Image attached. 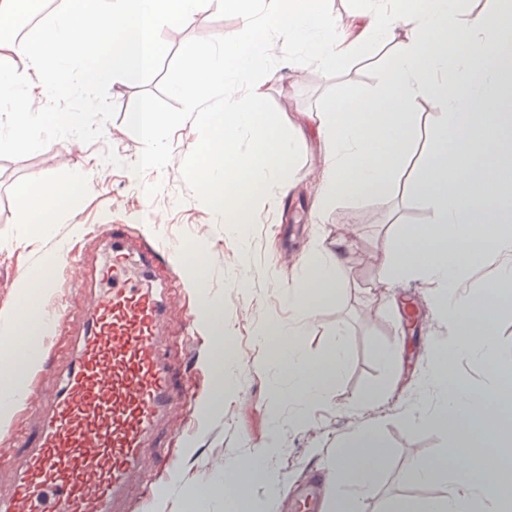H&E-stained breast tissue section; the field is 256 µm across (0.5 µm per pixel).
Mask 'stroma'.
<instances>
[{
	"mask_svg": "<svg viewBox=\"0 0 512 512\" xmlns=\"http://www.w3.org/2000/svg\"><path fill=\"white\" fill-rule=\"evenodd\" d=\"M241 18L220 0L195 14L176 32L162 30L169 53L162 71L146 86L126 80L111 83L109 95L116 106L104 136L78 143L68 151L67 140L20 159H0V315L8 314L37 268L46 261L62 267L65 259H87L98 244L99 226L123 224L135 234L196 248L208 265L204 280L210 302L224 309L225 353L233 365L225 372L231 391L223 411L207 412L193 432L175 418L164 420L154 445L147 452L160 461L177 457L174 479L178 494L161 512H185L194 487L225 462L261 448L272 430L270 406L288 380L272 361L258 334L273 323L302 329L306 352L322 359L336 338H343L347 365L313 410L307 429L282 424L280 435L286 455L272 458L279 473L280 494H295L321 466L325 479V512H336L338 498L350 489L336 476L333 458L355 430L380 433L390 453V466L364 495L361 512H386L394 502L451 492L456 482L422 485L414 481L418 465L436 459L445 439L430 427H412L406 413L434 400V391L421 385L430 368L433 343H447L449 326L435 313L433 286L413 278L389 286L379 273L401 230L435 221L432 204L413 189L434 144L430 129L441 114L426 98L415 101L414 146L395 176L391 191L327 198L321 177L334 160L331 143L319 137L316 111L342 88L369 94L384 81L394 49L385 43L340 55L332 69L311 63L296 47L287 28L271 30L268 64L256 71L244 98H256L260 111L276 113L281 130L303 131L294 158L291 188L270 187L264 204L252 213L250 224L237 231L225 226L204 194L197 176L194 144L209 133L210 113L224 107V92L206 90L194 105H186L171 88V80L187 59L205 44L223 37L245 36ZM148 110L165 121L159 133L165 159L148 165L151 144L131 121L132 113ZM84 181L71 182L74 171ZM53 180L67 187L57 206L48 235L27 236L16 222V193L21 186ZM161 225H154V215ZM311 249L347 256L336 276V286L307 312L289 306V290L307 278L302 261ZM180 305L172 312L169 339L176 373H183L186 347L198 348L193 368L204 384L200 399L214 391L208 361L210 328L185 336L187 313L197 312L195 274L183 258H175ZM398 350V368L387 373L380 361L383 350Z\"/></svg>",
	"mask_w": 512,
	"mask_h": 512,
	"instance_id": "obj_1",
	"label": "stroma"
}]
</instances>
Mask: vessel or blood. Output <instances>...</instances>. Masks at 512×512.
<instances>
[{"mask_svg":"<svg viewBox=\"0 0 512 512\" xmlns=\"http://www.w3.org/2000/svg\"><path fill=\"white\" fill-rule=\"evenodd\" d=\"M106 262L68 264L71 283L86 288V321L72 340V359L57 371L54 341L62 314L44 318L36 341L44 361L36 378L57 377L50 390L29 389L17 409L41 402L33 438L11 430L19 468L0 489V512H117L135 477L154 465L144 448L159 423L173 414L195 420L191 378L175 384L166 356V320L175 300L161 276L173 250L149 241L132 244L126 229L103 227L98 235ZM321 478L291 499L290 512H319Z\"/></svg>","mask_w":512,"mask_h":512,"instance_id":"1","label":"vessel or blood"}]
</instances>
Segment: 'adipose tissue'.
I'll return each instance as SVG.
<instances>
[{
    "instance_id": "ef3b65f1",
    "label": "adipose tissue",
    "mask_w": 512,
    "mask_h": 512,
    "mask_svg": "<svg viewBox=\"0 0 512 512\" xmlns=\"http://www.w3.org/2000/svg\"><path fill=\"white\" fill-rule=\"evenodd\" d=\"M277 14L254 24L257 0H226L244 21L248 35L218 45L198 48L187 60L185 74L173 82L174 92L194 102L208 88L224 89V109L213 113L208 140L196 148L197 173L212 206L230 224L249 223V205L259 204L272 183L287 184L294 167L295 137L279 134L278 117L258 111L238 90L265 65L269 32L288 26L295 42L312 49L313 58L330 68L337 48L347 38V23L326 18L320 0H280ZM367 22L359 37L362 45L392 41L396 51L389 79L372 96L342 91L317 114V129L336 147V162L328 171L326 194H384L412 144L411 106L425 97L439 109L442 119L431 136L436 144L416 181V193L432 202L436 222L402 230L382 269L386 283L423 276L436 288L438 314L454 328L451 347L432 346V369L425 386L439 395L432 408H414L411 424H428L442 432L447 451L419 466L414 478L434 484L450 477L456 490L435 497L398 502L392 512H512V497L499 485L512 475L502 451L512 446V379L503 372L505 355L496 342L495 320L512 307V138L502 127L506 114L500 73L512 67V5L488 0V7L471 15L460 0H367ZM408 25L403 40H395L396 23ZM249 133L253 147L237 148L240 133ZM63 194L60 185L44 182L26 186L17 194V221L28 234L45 235ZM500 258L497 276L472 297L461 298L458 288L475 265L487 257ZM309 279L316 288L290 292L289 303L306 310L335 281L328 258L321 252L306 257ZM52 263L42 264L21 295L29 308L27 318L0 317L1 336H36L39 306ZM208 320L215 342L212 354L214 394L211 409L224 406V313L212 307ZM262 335L278 337L272 356L287 365L288 399L293 406L289 423L305 427L309 412L346 366L342 342H335L321 362L307 357L297 332L267 324ZM465 356L481 363L497 387L496 397L465 383L455 372V359ZM378 435L356 432L354 443L339 449L337 461L352 460L358 467L341 470L339 478L355 495L341 502L337 512H357L358 496L379 473L369 451L382 447ZM279 438L265 448L225 463L222 470L194 489L193 499L203 503L224 496V483L236 481L233 506L249 505L255 484L276 491L277 476L269 465L282 454ZM469 456L470 469H458L457 456Z\"/></svg>"
}]
</instances>
